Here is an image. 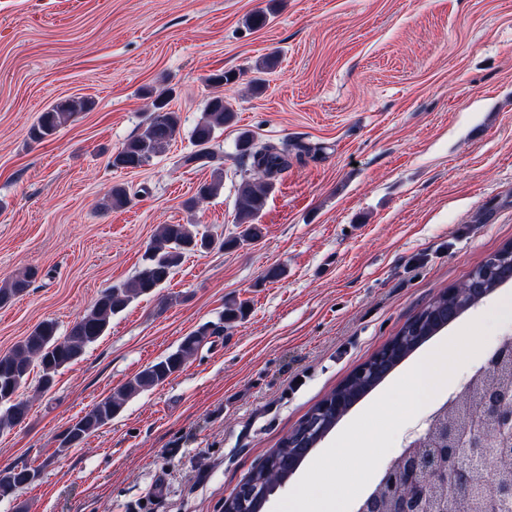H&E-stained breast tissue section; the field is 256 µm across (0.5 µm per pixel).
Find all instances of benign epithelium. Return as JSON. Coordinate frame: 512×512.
Masks as SVG:
<instances>
[{
  "instance_id": "benign-epithelium-1",
  "label": "benign epithelium",
  "mask_w": 512,
  "mask_h": 512,
  "mask_svg": "<svg viewBox=\"0 0 512 512\" xmlns=\"http://www.w3.org/2000/svg\"><path fill=\"white\" fill-rule=\"evenodd\" d=\"M500 254L474 269L468 278L450 289L455 295L454 306L441 313L453 321L460 311L467 310L490 295L486 282L500 274L497 269ZM388 373L383 355L379 354L352 373L357 385L374 383ZM455 402L469 407L476 405L480 415L490 419L493 427H475L467 433H458L447 427L443 445L423 452L430 429L417 434L409 449L401 453L386 469L378 482L380 489L394 494L391 512H427L423 507L422 490L431 481L443 484L446 508L442 512H512V476L495 477L487 483L500 446L512 444V391L507 394L487 392L478 394L469 384L457 395ZM336 408V417L346 411L344 399L327 401L322 410L311 413L297 435L301 455L305 456L328 433L322 412ZM283 482L274 484L244 480L232 494L241 507L267 501Z\"/></svg>"
}]
</instances>
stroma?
Here are the masks:
<instances>
[{"label": "stroma", "instance_id": "1", "mask_svg": "<svg viewBox=\"0 0 512 512\" xmlns=\"http://www.w3.org/2000/svg\"><path fill=\"white\" fill-rule=\"evenodd\" d=\"M262 10L269 22L247 27ZM227 70L237 82H211ZM165 88L180 136L150 166L112 168ZM216 96L236 119L210 163H186ZM70 99L90 107L33 139L41 112ZM244 130L288 146L262 238L189 254L48 392L30 375L25 421L0 433V468L40 474L0 512H223L315 404L512 243V0H0V285L38 271L0 308V354L46 319L67 334L103 290L135 277L159 225L234 236L236 188L251 173L235 148ZM217 168L222 189L191 207ZM115 186L128 202L105 206ZM273 266L283 276L266 279ZM230 301L245 303L244 319L223 322ZM492 311L478 364L512 336V280L405 358L337 430ZM204 325L212 334L183 370L61 447L73 421Z\"/></svg>", "mask_w": 512, "mask_h": 512}]
</instances>
